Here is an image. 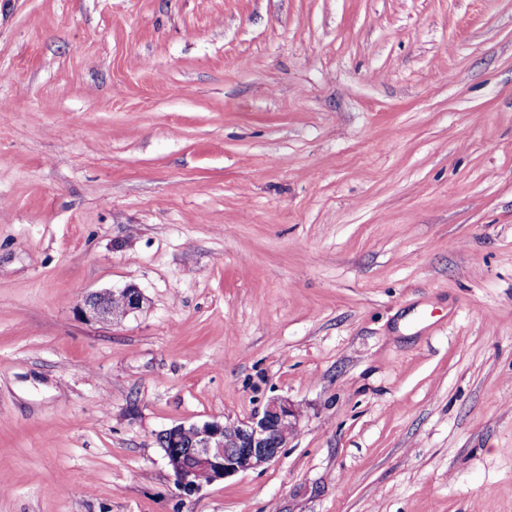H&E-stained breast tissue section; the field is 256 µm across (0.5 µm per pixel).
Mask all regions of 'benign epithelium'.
<instances>
[{
    "mask_svg": "<svg viewBox=\"0 0 512 512\" xmlns=\"http://www.w3.org/2000/svg\"><path fill=\"white\" fill-rule=\"evenodd\" d=\"M144 302L141 290L128 285L88 295L80 314L88 322L112 324L141 309ZM300 416L296 404L274 397L246 420L181 423L158 438L177 487L192 493L203 486L196 478L199 471L212 484L274 461L294 437Z\"/></svg>",
    "mask_w": 512,
    "mask_h": 512,
    "instance_id": "1",
    "label": "benign epithelium"
}]
</instances>
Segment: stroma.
Listing matches in <instances>:
<instances>
[{
    "instance_id": "obj_1",
    "label": "stroma",
    "mask_w": 512,
    "mask_h": 512,
    "mask_svg": "<svg viewBox=\"0 0 512 512\" xmlns=\"http://www.w3.org/2000/svg\"><path fill=\"white\" fill-rule=\"evenodd\" d=\"M0 512H512V0H0ZM144 302L145 297L141 290L128 285L88 295L83 300L79 312L88 322L112 324L140 310ZM300 416L296 404L274 397L247 420L181 423L162 431L158 438L177 487L192 493L204 484L274 461L294 437ZM197 472L200 481L207 476L208 480L199 482Z\"/></svg>"
}]
</instances>
